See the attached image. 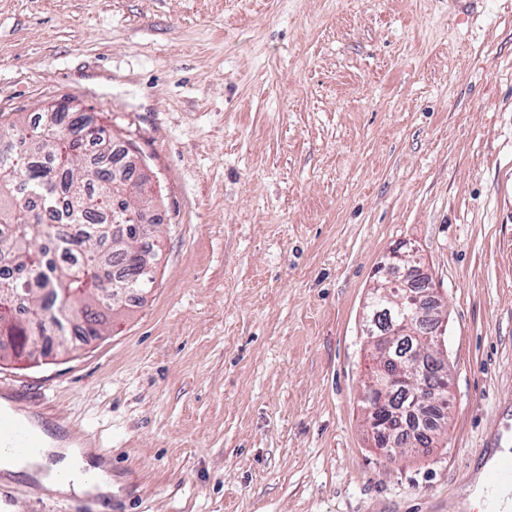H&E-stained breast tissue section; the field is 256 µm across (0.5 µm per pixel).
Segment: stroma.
<instances>
[{
    "label": "stroma",
    "mask_w": 512,
    "mask_h": 512,
    "mask_svg": "<svg viewBox=\"0 0 512 512\" xmlns=\"http://www.w3.org/2000/svg\"><path fill=\"white\" fill-rule=\"evenodd\" d=\"M64 100L137 146L162 252L106 333L0 361L119 493L0 512H460L512 446V0H0V123ZM402 245L451 402L390 461L361 319Z\"/></svg>",
    "instance_id": "35a3bbf8"
}]
</instances>
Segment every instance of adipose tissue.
<instances>
[{
  "label": "adipose tissue",
  "mask_w": 512,
  "mask_h": 512,
  "mask_svg": "<svg viewBox=\"0 0 512 512\" xmlns=\"http://www.w3.org/2000/svg\"><path fill=\"white\" fill-rule=\"evenodd\" d=\"M44 446L31 457L0 452V473L7 477L26 476L58 496L75 494L108 498L117 491L101 462L91 460L85 449L69 440L44 435Z\"/></svg>",
  "instance_id": "ef3b65f1"
}]
</instances>
